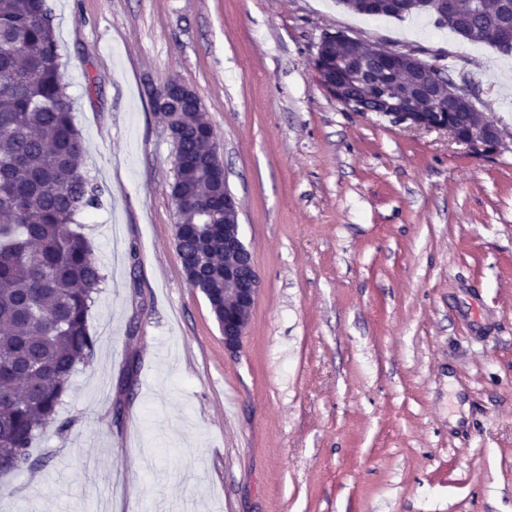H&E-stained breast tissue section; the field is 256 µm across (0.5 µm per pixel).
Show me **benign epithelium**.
Returning a JSON list of instances; mask_svg holds the SVG:
<instances>
[{"label": "benign epithelium", "instance_id": "obj_1", "mask_svg": "<svg viewBox=\"0 0 512 512\" xmlns=\"http://www.w3.org/2000/svg\"><path fill=\"white\" fill-rule=\"evenodd\" d=\"M419 6L431 9L446 17L455 10V0H423ZM342 39L351 49H359L365 41L347 34L326 33L315 45L311 61L315 71H321L322 47L328 41ZM379 57L395 61L407 58L412 63L414 80L421 97L432 104L445 99L448 107L473 103L474 92L467 85H460L432 66H425L409 50H388L377 45L371 47ZM320 88L352 112L369 114L366 95L349 91L368 85L366 60L349 55L335 62V68L318 76ZM389 118L393 124L413 130H444L456 143L463 145L474 157L495 155L504 147L498 125L484 112L465 113L464 124L450 123L431 112H419L402 98L395 97L384 110L376 111ZM261 287L260 275L253 255L245 244L239 224V204L229 188H224V349L236 353L242 346L249 328L251 313Z\"/></svg>", "mask_w": 512, "mask_h": 512}]
</instances>
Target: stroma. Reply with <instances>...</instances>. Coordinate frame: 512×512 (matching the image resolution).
<instances>
[{
	"label": "stroma",
	"instance_id": "35a3bbf8",
	"mask_svg": "<svg viewBox=\"0 0 512 512\" xmlns=\"http://www.w3.org/2000/svg\"><path fill=\"white\" fill-rule=\"evenodd\" d=\"M47 4L105 281L69 426L0 478V512H167L174 480L191 512H512V56L338 0ZM335 32L470 85L505 149L348 111L309 61ZM173 79L261 278L234 354L175 250Z\"/></svg>",
	"mask_w": 512,
	"mask_h": 512
}]
</instances>
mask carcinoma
<instances>
[{"instance_id":"cac0c4a2","label":"carcinoma","mask_w":512,"mask_h":512,"mask_svg":"<svg viewBox=\"0 0 512 512\" xmlns=\"http://www.w3.org/2000/svg\"><path fill=\"white\" fill-rule=\"evenodd\" d=\"M503 0H456L436 24L503 54L489 30L512 24ZM0 472L26 467L43 429L96 337L87 315L104 276L75 216L99 204L82 171L85 147L72 120L46 0H0ZM172 202L184 225L177 251L210 307L224 301V190L212 175L222 159L207 146L198 99L175 97Z\"/></svg>"}]
</instances>
